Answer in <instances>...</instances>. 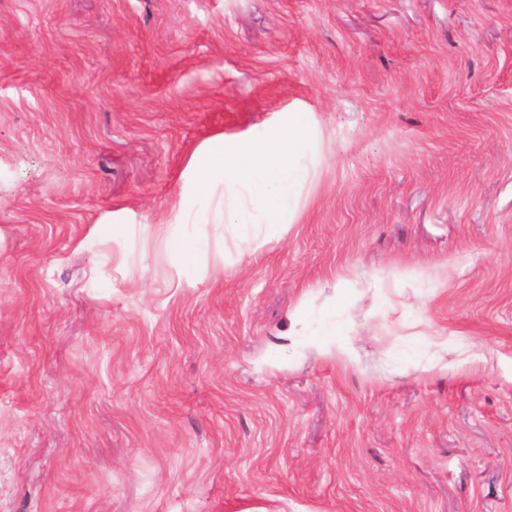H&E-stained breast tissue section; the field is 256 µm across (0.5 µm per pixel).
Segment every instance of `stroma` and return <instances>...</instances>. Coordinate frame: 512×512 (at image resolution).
<instances>
[{
  "label": "stroma",
  "instance_id": "stroma-1",
  "mask_svg": "<svg viewBox=\"0 0 512 512\" xmlns=\"http://www.w3.org/2000/svg\"><path fill=\"white\" fill-rule=\"evenodd\" d=\"M0 512H512V0H0Z\"/></svg>",
  "mask_w": 512,
  "mask_h": 512
}]
</instances>
